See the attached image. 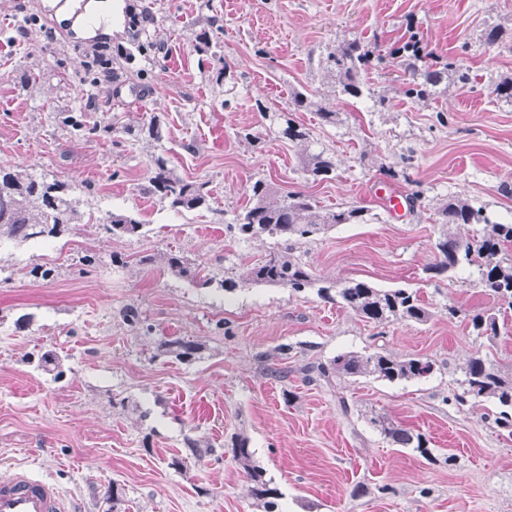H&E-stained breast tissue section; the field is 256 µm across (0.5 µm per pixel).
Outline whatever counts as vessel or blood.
<instances>
[{
	"mask_svg": "<svg viewBox=\"0 0 512 512\" xmlns=\"http://www.w3.org/2000/svg\"><path fill=\"white\" fill-rule=\"evenodd\" d=\"M0 512H69V506L54 483L19 466L0 482Z\"/></svg>",
	"mask_w": 512,
	"mask_h": 512,
	"instance_id": "obj_1",
	"label": "vessel or blood"
}]
</instances>
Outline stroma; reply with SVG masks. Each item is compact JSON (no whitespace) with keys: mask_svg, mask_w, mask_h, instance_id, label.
Returning <instances> with one entry per match:
<instances>
[{"mask_svg":"<svg viewBox=\"0 0 512 512\" xmlns=\"http://www.w3.org/2000/svg\"><path fill=\"white\" fill-rule=\"evenodd\" d=\"M123 3L121 31L90 36L64 29L82 0H0V165L75 185L86 214L62 238L0 244V480L30 466L74 512H263L232 459L239 434L281 512H512V436L489 420L490 402L453 401L470 356L512 367V311L496 339L475 338L448 307L496 299L470 269L426 272L449 198L512 223V104L493 92L512 79V0ZM493 23L508 34L489 42ZM412 32L469 81L407 97L397 49ZM354 40L377 55L362 80L388 98L385 111L338 91L327 55ZM297 92L309 101L299 111ZM322 107L335 123L323 124ZM267 111L308 128L335 177L307 180ZM153 116L160 139L127 135ZM161 151L185 180L208 182L209 208L178 212L145 194ZM259 178L324 208L371 209L374 221L337 225L299 251L322 280L419 289L432 318L379 326L312 289L221 288L274 246L227 229ZM383 185L411 197L402 216L375 196ZM112 210L140 220V235L106 233ZM169 251L212 285L167 273L158 256ZM89 252L96 267L80 262ZM40 266L54 278L34 277ZM130 307L142 328L127 324ZM175 337L200 344L195 360L162 353ZM48 350L61 375L41 367ZM377 350L431 359L434 371L407 383L305 378L307 366ZM377 414L424 434L430 457L380 434ZM191 440L206 447L202 460Z\"/></svg>","mask_w":512,"mask_h":512,"instance_id":"obj_1","label":"stroma"}]
</instances>
